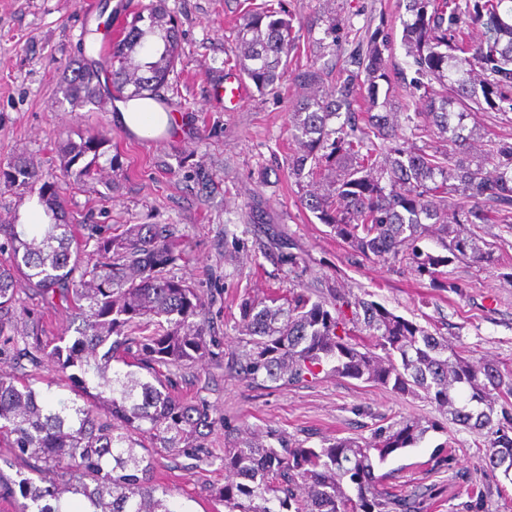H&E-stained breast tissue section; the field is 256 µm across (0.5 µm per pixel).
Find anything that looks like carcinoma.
<instances>
[{
  "mask_svg": "<svg viewBox=\"0 0 512 512\" xmlns=\"http://www.w3.org/2000/svg\"><path fill=\"white\" fill-rule=\"evenodd\" d=\"M403 2L412 78L391 64L385 18L358 29L348 18L320 19L319 42L345 55L329 85L318 70L294 73V81L315 91L288 113L296 145L288 167L296 179H307L300 204L356 255L404 265L429 287L455 292L460 285L444 267L490 259L472 228L512 224V142L496 145L493 172L486 174L473 166L463 124L474 109L512 112V0ZM470 23L484 27L483 41L465 37ZM298 41L284 0H265L237 32L234 66L263 91L288 73ZM179 47L174 18L153 3L126 22L97 65L110 74L113 92L157 102ZM434 81L453 95L431 94ZM97 83L80 61L64 77V97L74 107L102 106ZM383 85L404 97L399 112L375 111ZM400 113L427 139L424 146L408 143ZM55 149L65 172L82 185L100 179L110 144L88 136L62 139ZM0 183L21 201L37 192L50 219L0 224V357L46 362L79 390L73 398L48 395L0 372V435L26 462L13 476L0 469V498L21 496L19 512H178L150 472L179 456L221 461L229 479L214 495L224 512L427 509L422 499L383 488L388 474L376 470L441 429L436 422L403 417L378 426L369 441L336 437L318 447L279 429L259 435L240 426L225 435L224 457L216 456L204 444L215 423L210 406L175 400L168 369L223 359L255 384L313 381L327 369L421 397L484 436L485 465L512 483V376L493 364L467 361L448 351L446 337L340 287L243 302L234 325L242 350L226 353L206 320L203 296L176 275L182 255L169 244L170 225H87L86 216L66 208L55 181L24 160L0 170ZM430 233L445 254L419 246ZM276 245L288 272H297L303 257L293 240L280 231ZM24 286L44 304L71 311L75 336H59L51 348L35 336L18 348L15 305ZM359 333L371 343L357 341ZM494 490L472 492L461 512H483Z\"/></svg>",
  "mask_w": 512,
  "mask_h": 512,
  "instance_id": "carcinoma-1",
  "label": "carcinoma"
}]
</instances>
